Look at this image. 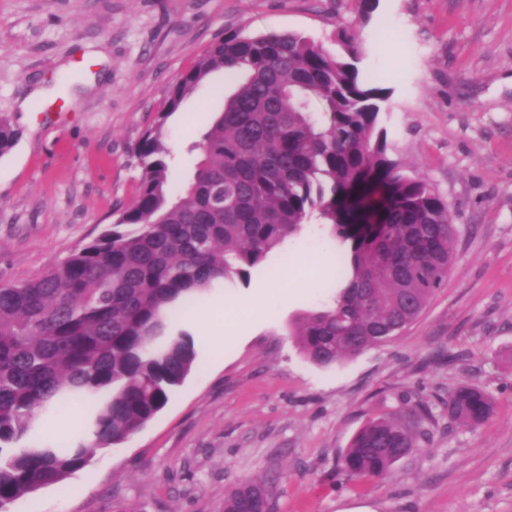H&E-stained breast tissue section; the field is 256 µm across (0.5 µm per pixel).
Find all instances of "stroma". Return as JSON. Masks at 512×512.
I'll list each match as a JSON object with an SVG mask.
<instances>
[{"label":"stroma","instance_id":"obj_1","mask_svg":"<svg viewBox=\"0 0 512 512\" xmlns=\"http://www.w3.org/2000/svg\"><path fill=\"white\" fill-rule=\"evenodd\" d=\"M360 39L391 97L392 157L428 180L459 231L457 260L422 316L393 341L336 366L307 362L288 334L332 295L334 249L318 217L266 261L284 297L250 300L236 335L210 337L168 404L63 486L9 512H224L243 480L273 512H512V0H0V115L21 137L0 157V284L40 275L109 229L137 195L133 149L170 87L230 30L298 33L336 52ZM234 80L212 74L169 117L175 184ZM493 395L469 430L450 387ZM428 402L430 439L381 479L353 481L339 457L400 395Z\"/></svg>","mask_w":512,"mask_h":512}]
</instances>
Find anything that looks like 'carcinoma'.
I'll list each match as a JSON object with an SVG mask.
<instances>
[{
	"label": "carcinoma",
	"instance_id": "cac0c4a2",
	"mask_svg": "<svg viewBox=\"0 0 512 512\" xmlns=\"http://www.w3.org/2000/svg\"><path fill=\"white\" fill-rule=\"evenodd\" d=\"M331 54L294 33H225L168 92L134 148V203L112 228L39 276L0 285V504L59 484L100 448L150 422L195 368L184 308L217 281L249 284L270 253L316 213L336 245V293L296 317L289 335L328 368L389 342L445 287L458 230L432 184L389 154L379 126L390 90L366 73L356 36ZM237 79L176 186L168 116L215 71ZM19 133L0 115V157ZM87 407L71 445L33 441L57 406ZM448 418L473 429L494 413L485 390H448ZM428 404L399 396L339 459L353 479L381 478L429 438ZM265 485L242 481L224 512H272Z\"/></svg>",
	"mask_w": 512,
	"mask_h": 512
}]
</instances>
